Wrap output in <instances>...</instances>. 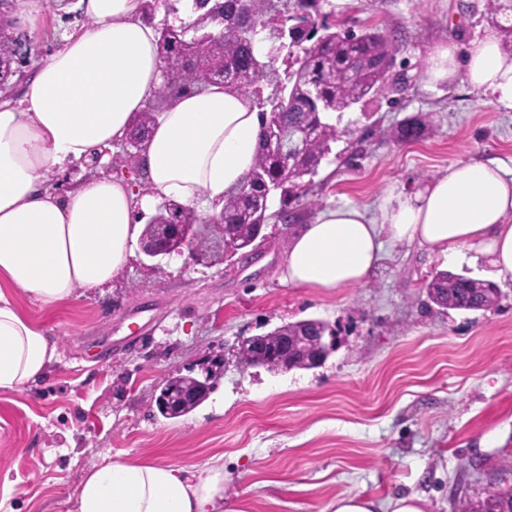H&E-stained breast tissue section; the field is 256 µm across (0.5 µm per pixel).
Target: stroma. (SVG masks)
<instances>
[{
	"label": "stroma",
	"mask_w": 512,
	"mask_h": 512,
	"mask_svg": "<svg viewBox=\"0 0 512 512\" xmlns=\"http://www.w3.org/2000/svg\"><path fill=\"white\" fill-rule=\"evenodd\" d=\"M355 16L395 36L393 71L344 114L316 174L272 198L292 219L264 226L251 263L153 269L136 253L110 288L56 311L16 294L63 358L37 388L0 394V477H9L0 512H68L85 471L106 458L199 469L223 456L224 512H325L357 491L380 500L418 492L426 512H467L489 485L512 488L511 282L492 310L440 308L426 295L435 272L479 279L482 268L448 266L415 245L389 246L354 288L281 279L289 237L324 208L372 212L392 184L412 191L458 161L512 157V112L465 82H432L427 64L436 44L467 45L512 12L491 16L486 0H361ZM85 25L73 0L47 11L25 74ZM414 118L430 126L421 140L380 139ZM304 319L334 332L322 366L274 373L238 363V340ZM216 354L226 361L223 413L203 404L177 419L157 415L155 388Z\"/></svg>",
	"instance_id": "1"
}]
</instances>
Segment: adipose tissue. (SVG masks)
I'll return each instance as SVG.
<instances>
[{"label": "adipose tissue", "instance_id": "ef3b65f1", "mask_svg": "<svg viewBox=\"0 0 512 512\" xmlns=\"http://www.w3.org/2000/svg\"><path fill=\"white\" fill-rule=\"evenodd\" d=\"M88 21L64 38L16 96L0 94V394L41 380L61 357L39 321L21 310L23 293L51 310L77 292L111 283L142 232L143 213L159 204L220 212L224 192L251 171L260 115L252 97L213 84L174 96L140 149L146 193L104 169L129 135L135 113L163 81L157 25L141 0H79ZM437 80L464 78L512 111V54L497 34L455 41L429 53ZM87 174L65 192L49 173L72 165ZM325 208L288 242L283 281L334 291L362 284L386 244H415L447 262L489 267L512 280V158L467 160L412 193L391 185L377 205ZM72 512H224V465L200 469L166 462L103 461L87 470ZM331 512H424L416 494L386 502L342 495Z\"/></svg>", "mask_w": 512, "mask_h": 512}]
</instances>
